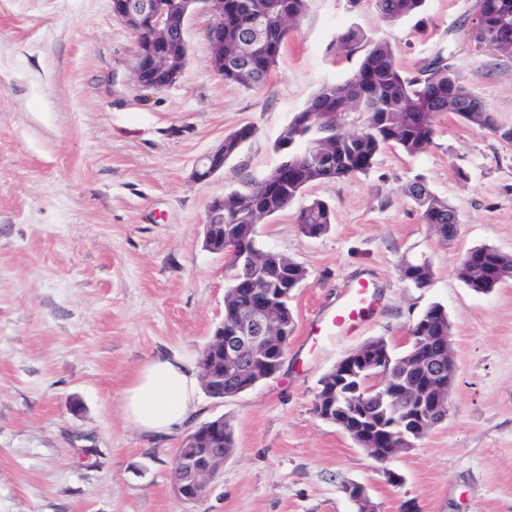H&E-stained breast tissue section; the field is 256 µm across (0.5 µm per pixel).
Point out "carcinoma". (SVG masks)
<instances>
[{
	"mask_svg": "<svg viewBox=\"0 0 512 512\" xmlns=\"http://www.w3.org/2000/svg\"><path fill=\"white\" fill-rule=\"evenodd\" d=\"M427 0H375L382 18L389 22L419 15ZM483 39L490 47L512 54V29L500 27L501 18L512 16V0H485ZM307 9V0H224V54L240 45V33L247 19L260 17V26L252 45L253 80L242 73L224 72V81L246 89L266 79L277 62L290 30ZM348 52H362L357 71L341 82L323 84L285 125L275 144L282 161L265 178L244 192L224 195V227L204 230L203 243L218 237L222 229H238L236 244L242 250L258 253L261 248L257 232L251 225L287 209L302 196L306 188L322 181L366 174L378 155L387 148H397L414 157L426 151L435 133L434 119L440 113H453L466 123L487 130L500 139L512 142V128L500 126L480 97L463 84L459 70L452 62H444L438 54L416 72L407 73L398 62L394 47L387 41H373L357 25L345 28L337 37ZM254 135V128L243 126L224 136V160L234 157L242 145ZM423 223L430 226L443 242L455 237L448 224L455 209L418 179L408 187ZM301 233L319 236L329 231L332 213L324 201L314 199L296 214ZM467 259L457 264L456 275L476 293H488L501 281L491 270L512 266V255L490 246H477L466 251ZM227 287L242 289L232 302L244 305L263 295L267 288L296 289L307 276L299 263L288 260V268L270 269L264 265L246 269L227 264ZM401 278L411 286L429 287L433 270L427 261L406 260L400 267ZM420 336L448 335V312L438 304L431 305L419 317ZM429 373L426 357L416 362L404 353H392L385 375L392 387H400L412 376L424 379ZM372 372L358 379L336 377V411L361 428L374 427L384 417L387 404L381 396L365 394ZM203 448L234 447L233 431L224 424V439H203Z\"/></svg>",
	"mask_w": 512,
	"mask_h": 512,
	"instance_id": "cac0c4a2",
	"label": "carcinoma"
}]
</instances>
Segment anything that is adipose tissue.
Listing matches in <instances>:
<instances>
[{
	"mask_svg": "<svg viewBox=\"0 0 512 512\" xmlns=\"http://www.w3.org/2000/svg\"><path fill=\"white\" fill-rule=\"evenodd\" d=\"M199 373L177 352L160 353L136 371L122 394L125 419L147 439H166L198 412Z\"/></svg>",
	"mask_w": 512,
	"mask_h": 512,
	"instance_id": "1",
	"label": "adipose tissue"
}]
</instances>
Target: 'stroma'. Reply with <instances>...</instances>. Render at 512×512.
I'll return each mask as SVG.
<instances>
[{
    "label": "stroma",
    "instance_id": "35a3bbf8",
    "mask_svg": "<svg viewBox=\"0 0 512 512\" xmlns=\"http://www.w3.org/2000/svg\"><path fill=\"white\" fill-rule=\"evenodd\" d=\"M474 0H427L396 24L372 0H308L267 80L229 84L206 63V16L188 24L189 57L172 86L138 91L135 37L110 0H0V512H357L362 484L376 512H512V280L487 294L455 275L466 250L512 254V143L456 115L411 158L383 151L373 168L310 185L258 225L262 248L307 270L290 306L295 330L280 370L224 399L200 394L194 425L222 417L235 449L207 498L180 501L171 462L187 435L151 443L125 421L122 391L160 352L199 357L224 315V258L203 246L212 201L246 190L279 163L274 142L319 87L356 69L336 47L355 24L390 42L409 72L452 56L496 121L512 127V55L475 48L462 23ZM255 133L221 172L197 161L241 126ZM423 178L458 214L440 242L407 188ZM325 201L326 234L295 222ZM427 260L428 288L400 265ZM375 310L346 336H312L357 281ZM452 324L456 374L446 419L377 463L320 419V379L381 337L397 350L431 304ZM401 476L391 484L387 473Z\"/></svg>",
    "mask_w": 512,
    "mask_h": 512
}]
</instances>
